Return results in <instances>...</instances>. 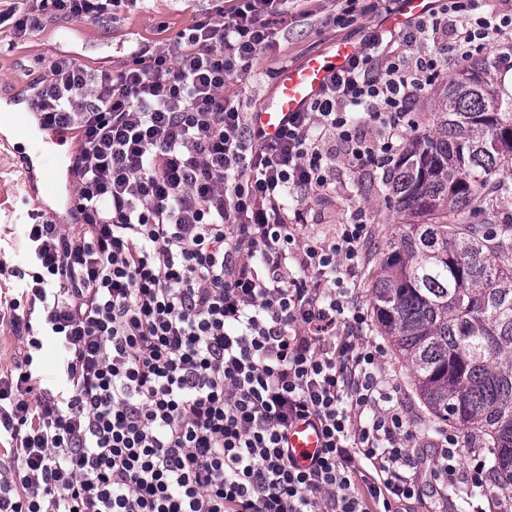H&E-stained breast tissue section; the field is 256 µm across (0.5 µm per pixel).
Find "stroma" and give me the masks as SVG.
Masks as SVG:
<instances>
[{"label": "stroma", "instance_id": "stroma-1", "mask_svg": "<svg viewBox=\"0 0 512 512\" xmlns=\"http://www.w3.org/2000/svg\"><path fill=\"white\" fill-rule=\"evenodd\" d=\"M209 6V0H137L112 23L47 18L18 43L13 42L8 30L0 28V100L9 101L12 95L36 84L46 76L50 61L62 54L98 68L120 65L131 47L139 43L166 46ZM347 8L352 9L354 22L346 27L333 25V17ZM385 18L381 0H290L287 14L277 25L279 42L275 50L260 55L252 71L231 81L225 90L239 95L247 111H256L275 93L276 73L327 51L336 42L361 43ZM58 183L59 190L53 193L43 176L23 182L13 153L0 151V264L9 268L22 265L26 242L21 226L28 212L42 205L64 213L70 186L67 169H60ZM358 205L368 213L371 241L383 242L395 233L396 216L378 188L375 173L354 171L343 163L336 173L335 195L304 203L305 235L316 239L335 235L350 208ZM382 370L395 388V403L403 407L410 422H418L424 411L411 391L406 369L390 354L383 360Z\"/></svg>", "mask_w": 512, "mask_h": 512}]
</instances>
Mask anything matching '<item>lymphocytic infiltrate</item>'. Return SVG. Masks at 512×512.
Masks as SVG:
<instances>
[{"mask_svg": "<svg viewBox=\"0 0 512 512\" xmlns=\"http://www.w3.org/2000/svg\"><path fill=\"white\" fill-rule=\"evenodd\" d=\"M121 3L16 0L0 27L21 40L46 14L97 20ZM287 9L214 0L173 48L136 46L116 68L62 55L39 82L41 120L79 137L77 227L31 212L27 264L10 272L20 345L0 376V512H409L484 487L456 432L423 440L391 403L356 287L366 210L317 240L285 200L335 194L338 158L394 159L426 86L506 41L512 10L435 0L403 30L370 31L268 141L224 88ZM48 341L52 382L35 363ZM301 422L322 435L305 466L288 448Z\"/></svg>", "mask_w": 512, "mask_h": 512, "instance_id": "1", "label": "lymphocytic infiltrate"}]
</instances>
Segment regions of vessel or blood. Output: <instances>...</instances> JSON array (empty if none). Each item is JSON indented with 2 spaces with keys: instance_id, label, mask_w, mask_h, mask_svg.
Listing matches in <instances>:
<instances>
[{
  "instance_id": "b4317fda",
  "label": "vessel or blood",
  "mask_w": 512,
  "mask_h": 512,
  "mask_svg": "<svg viewBox=\"0 0 512 512\" xmlns=\"http://www.w3.org/2000/svg\"><path fill=\"white\" fill-rule=\"evenodd\" d=\"M430 0H399L395 11L385 20V29L395 31L427 14ZM357 53L356 45L336 43L328 52L309 56L302 63L282 70L272 98L252 114L254 128L265 138H276L287 126L289 118L304 111L329 83L331 77L346 68ZM26 166H39L52 174L61 164L58 156L46 151L39 139L29 140L23 156ZM289 446L297 460H304L321 446L318 430L309 424L296 425L289 434Z\"/></svg>"
}]
</instances>
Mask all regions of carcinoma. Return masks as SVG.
I'll use <instances>...</instances> for the list:
<instances>
[{
  "label": "carcinoma",
  "mask_w": 512,
  "mask_h": 512,
  "mask_svg": "<svg viewBox=\"0 0 512 512\" xmlns=\"http://www.w3.org/2000/svg\"><path fill=\"white\" fill-rule=\"evenodd\" d=\"M499 52L456 64L432 85L382 168L397 230L370 252L372 332L387 341L425 409L422 429L476 440L512 492V90Z\"/></svg>",
  "instance_id": "1"
}]
</instances>
